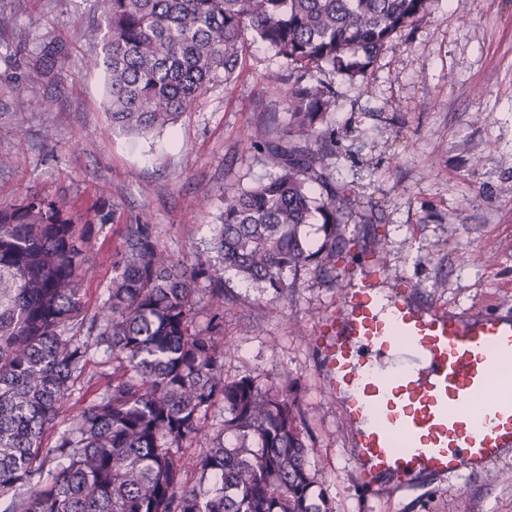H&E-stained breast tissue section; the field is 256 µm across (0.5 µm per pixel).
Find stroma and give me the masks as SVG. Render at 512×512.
<instances>
[{
	"mask_svg": "<svg viewBox=\"0 0 512 512\" xmlns=\"http://www.w3.org/2000/svg\"><path fill=\"white\" fill-rule=\"evenodd\" d=\"M94 0H0V208L33 194L67 196L104 220L82 282L101 306L112 251L128 224H153L160 246L186 264L214 259L224 199L265 179L254 147L288 110L287 84L265 75L282 61L248 41L238 76L219 83L176 124L145 137L113 133ZM53 60L26 92L14 89ZM335 104L320 124L336 148L345 247L334 275L301 272L287 294L224 275V378L290 391L301 409L306 465L331 512H512V458L451 485L369 499L349 479L342 417L323 391L312 336L342 283L380 252L389 282L464 313H512V0H433L350 80L324 75Z\"/></svg>",
	"mask_w": 512,
	"mask_h": 512,
	"instance_id": "1",
	"label": "stroma"
}]
</instances>
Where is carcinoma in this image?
<instances>
[{
	"mask_svg": "<svg viewBox=\"0 0 512 512\" xmlns=\"http://www.w3.org/2000/svg\"><path fill=\"white\" fill-rule=\"evenodd\" d=\"M431 0H94L112 130L143 135L172 123L211 85L233 81L247 36L295 74L284 126L255 142L269 169L224 199L219 266L188 267L158 243L156 225L128 224L112 251L104 307L90 313L80 281L92 267L91 221L67 197H28L0 210V512H331L306 466L296 400L244 378L224 380L223 272L278 293L288 276L329 272L340 253L336 195L318 124L334 104L318 73L353 80ZM323 239L302 227L314 214ZM215 311L192 323L199 283ZM112 373L71 427L44 444L89 352ZM224 404L234 436L202 449L194 485L181 450Z\"/></svg>",
	"mask_w": 512,
	"mask_h": 512,
	"instance_id": "carcinoma-1",
	"label": "carcinoma"
}]
</instances>
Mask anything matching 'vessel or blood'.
I'll return each instance as SVG.
<instances>
[{"instance_id":"1","label":"vessel or blood","mask_w":512,"mask_h":512,"mask_svg":"<svg viewBox=\"0 0 512 512\" xmlns=\"http://www.w3.org/2000/svg\"><path fill=\"white\" fill-rule=\"evenodd\" d=\"M372 259L317 327L326 394L352 442L351 475L389 495L424 478L479 472L512 449V317L418 304L412 287L372 286ZM482 398L479 413L466 410Z\"/></svg>"}]
</instances>
